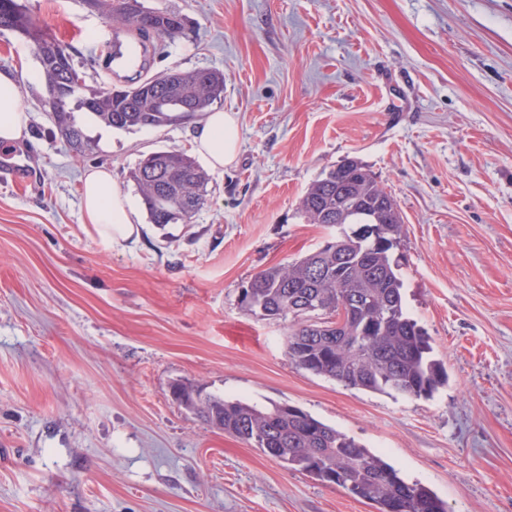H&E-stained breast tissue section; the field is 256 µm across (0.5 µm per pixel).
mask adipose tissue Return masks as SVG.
Instances as JSON below:
<instances>
[{
  "label": "adipose tissue",
  "mask_w": 512,
  "mask_h": 512,
  "mask_svg": "<svg viewBox=\"0 0 512 512\" xmlns=\"http://www.w3.org/2000/svg\"><path fill=\"white\" fill-rule=\"evenodd\" d=\"M28 122L14 76L0 72V144L19 140ZM192 145L212 169L232 164L238 150L235 116L221 111L202 114L193 127ZM81 200L86 223L94 226L102 241L140 238L138 212L131 198L117 187L110 168L98 167L85 172Z\"/></svg>",
  "instance_id": "ef3b65f1"
}]
</instances>
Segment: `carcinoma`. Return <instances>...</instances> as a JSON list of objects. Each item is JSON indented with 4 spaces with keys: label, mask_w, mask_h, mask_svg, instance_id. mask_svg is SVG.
<instances>
[{
    "label": "carcinoma",
    "mask_w": 512,
    "mask_h": 512,
    "mask_svg": "<svg viewBox=\"0 0 512 512\" xmlns=\"http://www.w3.org/2000/svg\"><path fill=\"white\" fill-rule=\"evenodd\" d=\"M108 16L143 41L188 37L180 12L150 9L140 0H111ZM0 30L35 47L51 117L79 154L89 142L74 122L75 112L117 129L160 127L199 116L224 96V72L217 69L170 71L132 87L91 92L77 84L70 95L56 96L52 91L70 75L83 78L70 48L47 36L22 0H0ZM131 178L152 224H190L206 203L208 175L183 150L146 155ZM297 213L308 224L336 229V235L294 263L260 271L242 296L254 313L293 319L290 361L346 388L404 399L428 398L447 385L446 369L430 356L429 337L405 310L398 264L390 255L403 217L375 175L347 158L308 185ZM196 412L288 467L369 502L376 512H448L428 486L407 481L381 455L298 407L262 408L209 393Z\"/></svg>",
    "instance_id": "obj_1"
}]
</instances>
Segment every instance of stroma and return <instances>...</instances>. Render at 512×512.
I'll use <instances>...</instances> for the list:
<instances>
[{"label":"stroma","instance_id":"35a3bbf8","mask_svg":"<svg viewBox=\"0 0 512 512\" xmlns=\"http://www.w3.org/2000/svg\"><path fill=\"white\" fill-rule=\"evenodd\" d=\"M187 15L189 38L149 74L216 68L236 115L235 162L210 171L189 224L103 243L80 178L119 188L145 155L191 150L190 122L116 129L79 112L70 150L42 99L35 49L0 32V71L31 116L34 180H0V512H373L213 428L170 395L186 380L293 405L355 437L447 501L512 512V0H143ZM87 61L115 25L79 0H28ZM355 157L396 199L391 255L407 312L448 385L430 399L343 387L296 367L289 322L248 311L252 277L330 238L297 206Z\"/></svg>","mask_w":512,"mask_h":512}]
</instances>
